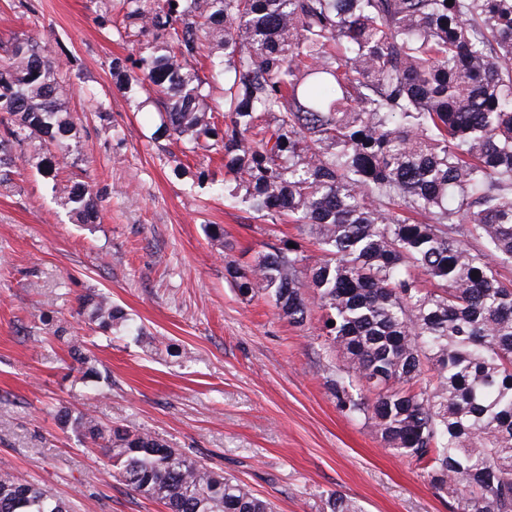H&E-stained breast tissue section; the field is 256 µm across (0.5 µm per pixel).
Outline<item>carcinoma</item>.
<instances>
[{
	"label": "carcinoma",
	"mask_w": 512,
	"mask_h": 512,
	"mask_svg": "<svg viewBox=\"0 0 512 512\" xmlns=\"http://www.w3.org/2000/svg\"><path fill=\"white\" fill-rule=\"evenodd\" d=\"M121 38L151 34L133 61L112 59L121 89L147 84L156 133L224 157V199L291 241L227 274L278 314L322 335L345 364L339 409L448 492L456 512H512V0H120ZM224 77L221 106L191 66ZM47 46L22 33L0 47V183L15 159L53 181L74 221L100 196L57 181L77 127ZM224 113L218 126L216 112ZM45 146L27 154L31 134ZM430 282L432 287L425 286ZM77 314L132 329L95 291ZM78 380L102 378L66 339ZM57 424L105 451L114 477L166 512H274L246 484L149 430L104 426L68 407ZM0 512H72L50 489L0 475ZM326 512H360L332 493Z\"/></svg>",
	"instance_id": "1"
}]
</instances>
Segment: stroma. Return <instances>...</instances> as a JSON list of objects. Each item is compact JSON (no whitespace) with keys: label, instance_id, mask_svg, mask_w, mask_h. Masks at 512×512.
<instances>
[{"label":"stroma","instance_id":"1","mask_svg":"<svg viewBox=\"0 0 512 512\" xmlns=\"http://www.w3.org/2000/svg\"><path fill=\"white\" fill-rule=\"evenodd\" d=\"M119 0H0V40L44 42L69 87L78 126L60 165L102 197L95 224H74L51 182L18 165L0 185V473L51 488L73 512H165L112 477V462L53 418L68 406L105 425L130 422L168 439L270 500L276 512H324L328 494L361 512H454L369 422L347 417L328 388L342 359L324 346L322 312L304 326L281 318L264 292L242 297L226 269L293 239L224 203L219 158L156 138L155 93L120 90L113 58L137 57L112 26ZM96 100H89V93ZM224 229L212 238L211 225ZM94 289L135 329L108 332L78 316ZM65 324L109 383L75 382ZM173 345L176 356L152 340Z\"/></svg>","mask_w":512,"mask_h":512}]
</instances>
